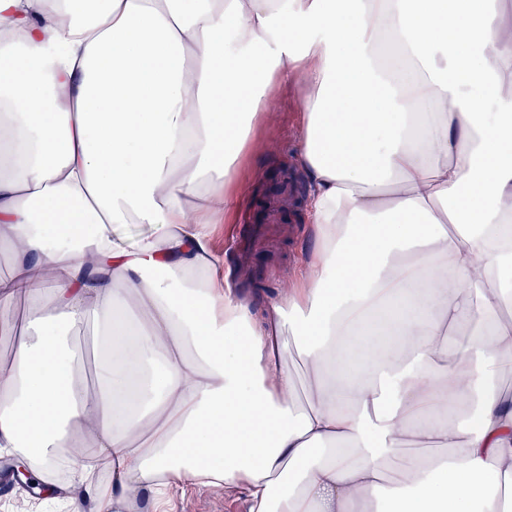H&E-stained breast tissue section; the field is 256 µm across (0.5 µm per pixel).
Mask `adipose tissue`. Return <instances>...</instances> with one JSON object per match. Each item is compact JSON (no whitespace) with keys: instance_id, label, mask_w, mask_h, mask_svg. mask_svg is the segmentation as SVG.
I'll use <instances>...</instances> for the list:
<instances>
[{"instance_id":"obj_1","label":"adipose tissue","mask_w":512,"mask_h":512,"mask_svg":"<svg viewBox=\"0 0 512 512\" xmlns=\"http://www.w3.org/2000/svg\"><path fill=\"white\" fill-rule=\"evenodd\" d=\"M293 79L314 261L257 319L212 230ZM116 224L158 231L123 248ZM3 243L0 324L28 311L0 453L50 500L512 512L500 0H0ZM68 330L94 339L95 387ZM174 511L176 512H243V504L239 501L224 500V495H218L200 488L187 495L177 498Z\"/></svg>"}]
</instances>
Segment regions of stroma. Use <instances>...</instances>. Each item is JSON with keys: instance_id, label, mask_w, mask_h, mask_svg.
<instances>
[{"instance_id": "1", "label": "stroma", "mask_w": 512, "mask_h": 512, "mask_svg": "<svg viewBox=\"0 0 512 512\" xmlns=\"http://www.w3.org/2000/svg\"><path fill=\"white\" fill-rule=\"evenodd\" d=\"M272 109L253 126L243 156L238 162L235 183L242 199L232 214L216 225L214 241L224 248L228 262L251 261L253 274L244 277L232 273L238 296L254 312L261 314V299L300 279L313 255L306 247L313 227L307 216L292 221L266 224L261 235H254L258 210L256 200L264 196L276 200L284 184H270L271 173L287 170L294 181L307 176L298 155V132L304 122L301 88L298 82L277 83L271 90Z\"/></svg>"}]
</instances>
